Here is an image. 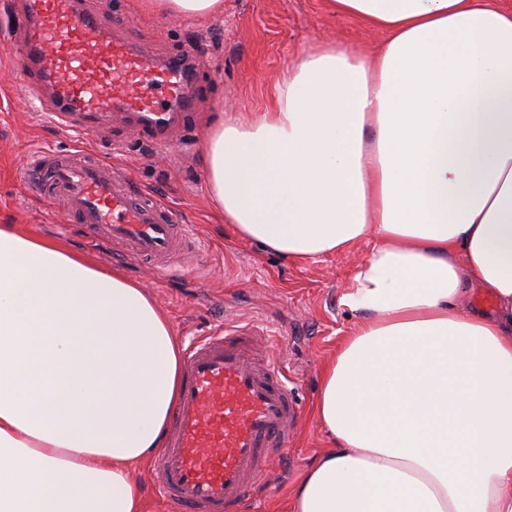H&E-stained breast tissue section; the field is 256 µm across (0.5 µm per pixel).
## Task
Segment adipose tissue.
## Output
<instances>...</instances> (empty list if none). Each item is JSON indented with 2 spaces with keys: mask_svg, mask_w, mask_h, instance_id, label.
I'll list each match as a JSON object with an SVG mask.
<instances>
[{
  "mask_svg": "<svg viewBox=\"0 0 512 512\" xmlns=\"http://www.w3.org/2000/svg\"><path fill=\"white\" fill-rule=\"evenodd\" d=\"M384 30L302 53L204 142L214 205L292 262L367 255L290 512H512V8L329 0ZM494 303L459 307L466 284ZM181 353L142 284L0 225V512H144Z\"/></svg>",
  "mask_w": 512,
  "mask_h": 512,
  "instance_id": "obj_1",
  "label": "adipose tissue"
}]
</instances>
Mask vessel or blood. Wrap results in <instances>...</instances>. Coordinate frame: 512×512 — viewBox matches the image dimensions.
<instances>
[{
	"mask_svg": "<svg viewBox=\"0 0 512 512\" xmlns=\"http://www.w3.org/2000/svg\"><path fill=\"white\" fill-rule=\"evenodd\" d=\"M18 24L16 60L33 110L86 136L119 117L160 147L183 124L194 103V51L148 57L83 0H23ZM20 178L90 234L156 261L160 275L190 273V265L168 264L188 248L181 211L132 191L118 165L47 150ZM261 342L260 330L228 324L187 351L180 403L152 461L170 512H237L256 471L295 435L300 412L276 366L259 363Z\"/></svg>",
	"mask_w": 512,
	"mask_h": 512,
	"instance_id": "vessel-or-blood-1",
	"label": "vessel or blood"
}]
</instances>
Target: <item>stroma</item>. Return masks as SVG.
I'll return each mask as SVG.
<instances>
[{
  "label": "stroma",
  "mask_w": 512,
  "mask_h": 512,
  "mask_svg": "<svg viewBox=\"0 0 512 512\" xmlns=\"http://www.w3.org/2000/svg\"><path fill=\"white\" fill-rule=\"evenodd\" d=\"M85 3L107 27L138 37L154 56L195 47L197 103L186 123L187 142L167 155L134 138L132 127L118 119L88 140L38 119L25 104L26 88L9 48L0 45V225H26L141 282L168 314L181 346L227 322L264 332L259 354L281 364L301 417L287 455L256 478L245 512H286L292 489L328 445L312 409L323 366L357 320L339 297L369 247L291 263L234 236L211 201L203 145L224 116L262 111L271 87L300 52L336 42L365 56L386 34L331 12L325 0H224L221 14L203 19L153 14L141 0ZM116 140L128 145L123 155L112 152ZM83 146L115 159L139 189L183 211L194 245L193 274L161 278L149 261L121 260V246L92 241L61 203L23 189L17 170L30 155Z\"/></svg>",
  "instance_id": "35a3bbf8"
}]
</instances>
